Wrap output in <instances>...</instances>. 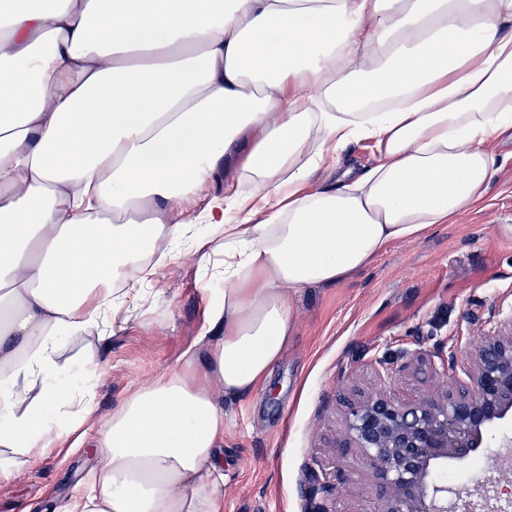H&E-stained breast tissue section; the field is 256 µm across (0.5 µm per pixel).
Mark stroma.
I'll return each mask as SVG.
<instances>
[{
	"mask_svg": "<svg viewBox=\"0 0 512 512\" xmlns=\"http://www.w3.org/2000/svg\"><path fill=\"white\" fill-rule=\"evenodd\" d=\"M486 198L456 223L417 242H396L346 282L300 289L296 334L268 383L224 403V512H315L321 471L349 486L336 512H377L375 477L356 453L337 457L344 399L375 394L371 363L400 365L452 349L466 363L485 336L512 320V141ZM214 283L189 255L160 267L151 295L96 353L94 403L101 420L131 392L175 371L204 324ZM49 449L22 478L0 479V512H52L87 491L92 448Z\"/></svg>",
	"mask_w": 512,
	"mask_h": 512,
	"instance_id": "1",
	"label": "stroma"
}]
</instances>
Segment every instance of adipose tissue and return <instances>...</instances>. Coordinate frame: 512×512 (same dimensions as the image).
<instances>
[{
	"instance_id": "ef3b65f1",
	"label": "adipose tissue",
	"mask_w": 512,
	"mask_h": 512,
	"mask_svg": "<svg viewBox=\"0 0 512 512\" xmlns=\"http://www.w3.org/2000/svg\"><path fill=\"white\" fill-rule=\"evenodd\" d=\"M1 34L0 477L93 419L94 329L186 245L224 288L62 512H224L222 401L266 383L297 292L454 223L505 165L512 0H0ZM362 140L375 164L341 169Z\"/></svg>"
}]
</instances>
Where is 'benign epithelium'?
I'll return each instance as SVG.
<instances>
[{
	"label": "benign epithelium",
	"instance_id": "1",
	"mask_svg": "<svg viewBox=\"0 0 512 512\" xmlns=\"http://www.w3.org/2000/svg\"><path fill=\"white\" fill-rule=\"evenodd\" d=\"M457 367L456 354L439 362L418 357L400 367L417 375L442 377ZM394 365L374 362L383 384L392 381ZM512 418V330H496L485 341L463 376L404 401L387 391L347 402L343 430L334 450L354 449L366 459L376 478L378 512H471L474 501L448 488L450 460H469L483 447L486 434ZM347 491L341 472L317 484L322 503L316 512H330L326 502Z\"/></svg>",
	"mask_w": 512,
	"mask_h": 512
}]
</instances>
